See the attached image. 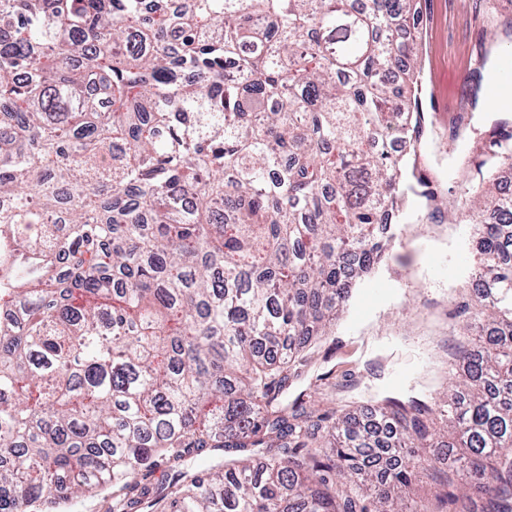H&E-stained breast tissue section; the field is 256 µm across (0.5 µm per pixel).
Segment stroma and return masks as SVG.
<instances>
[{
  "label": "stroma",
  "mask_w": 512,
  "mask_h": 512,
  "mask_svg": "<svg viewBox=\"0 0 512 512\" xmlns=\"http://www.w3.org/2000/svg\"><path fill=\"white\" fill-rule=\"evenodd\" d=\"M512 21V0H422L424 69L421 106L424 136L420 171L447 218L423 220L411 198L395 243L377 279L404 282L395 302L376 308L352 327L348 304L334 333L308 351L309 379H321L315 399L333 412L360 396H409L424 383L444 392L453 379L459 325L476 311L473 266L461 265L473 250L471 226L480 200L468 188L487 158L486 138L495 117L512 104L492 108L484 91L512 36L490 32Z\"/></svg>",
  "instance_id": "1"
}]
</instances>
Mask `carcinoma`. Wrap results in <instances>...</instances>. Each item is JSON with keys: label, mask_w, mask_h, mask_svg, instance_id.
<instances>
[{"label": "carcinoma", "mask_w": 512, "mask_h": 512, "mask_svg": "<svg viewBox=\"0 0 512 512\" xmlns=\"http://www.w3.org/2000/svg\"><path fill=\"white\" fill-rule=\"evenodd\" d=\"M419 0H0V512H512V197L431 444L288 397L388 258L422 126ZM490 130L512 166V132ZM430 452L421 453L419 449ZM163 463L166 485L143 483ZM421 478L474 494L407 505ZM112 505V488L95 496L77 499L66 512H110Z\"/></svg>", "instance_id": "obj_1"}]
</instances>
